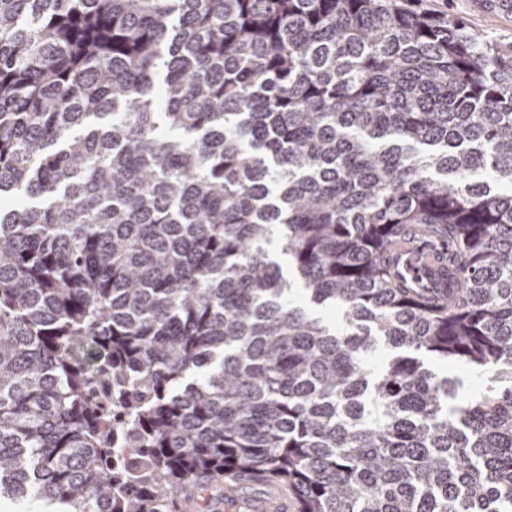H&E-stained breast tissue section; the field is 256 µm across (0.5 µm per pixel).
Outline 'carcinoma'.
I'll return each mask as SVG.
<instances>
[{
  "instance_id": "cac0c4a2",
  "label": "carcinoma",
  "mask_w": 512,
  "mask_h": 512,
  "mask_svg": "<svg viewBox=\"0 0 512 512\" xmlns=\"http://www.w3.org/2000/svg\"><path fill=\"white\" fill-rule=\"evenodd\" d=\"M17 194L0 498L512 512L511 42L413 0H0ZM413 231L448 287L399 279ZM432 366L437 373L457 377L461 381V385L458 388L459 396L467 397L475 394V388L479 382H477L468 372L452 367L442 361H434Z\"/></svg>"
}]
</instances>
